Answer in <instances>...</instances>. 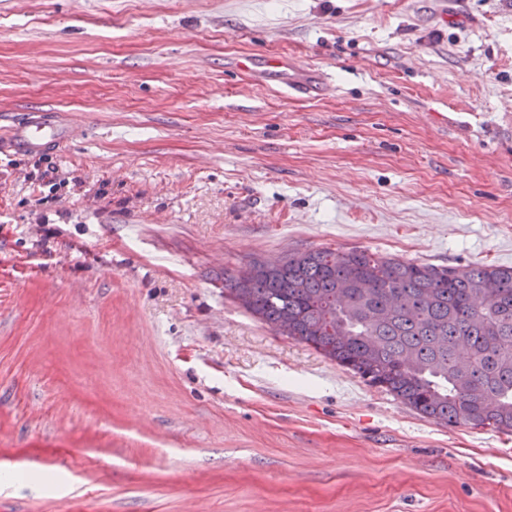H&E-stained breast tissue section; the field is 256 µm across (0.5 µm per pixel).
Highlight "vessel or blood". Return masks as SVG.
Listing matches in <instances>:
<instances>
[{
  "instance_id": "1",
  "label": "vessel or blood",
  "mask_w": 512,
  "mask_h": 512,
  "mask_svg": "<svg viewBox=\"0 0 512 512\" xmlns=\"http://www.w3.org/2000/svg\"><path fill=\"white\" fill-rule=\"evenodd\" d=\"M267 67L279 72L285 89L312 97L323 94L326 79L320 70L295 68L285 57L268 59ZM84 124L56 112H26L0 133V153H36L60 149L80 141L86 134Z\"/></svg>"
}]
</instances>
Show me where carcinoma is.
Instances as JSON below:
<instances>
[{
  "label": "carcinoma",
  "mask_w": 512,
  "mask_h": 512,
  "mask_svg": "<svg viewBox=\"0 0 512 512\" xmlns=\"http://www.w3.org/2000/svg\"><path fill=\"white\" fill-rule=\"evenodd\" d=\"M224 290L425 417L512 432V267L316 249L226 273Z\"/></svg>",
  "instance_id": "cac0c4a2"
}]
</instances>
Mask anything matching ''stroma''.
I'll return each instance as SVG.
<instances>
[{
	"mask_svg": "<svg viewBox=\"0 0 512 512\" xmlns=\"http://www.w3.org/2000/svg\"><path fill=\"white\" fill-rule=\"evenodd\" d=\"M30 108L89 130L0 154V512H512V435L224 290L320 248L512 267V0H0V127ZM267 67L280 73L282 86L288 91H296L308 96L317 97L323 94L327 87L323 73L314 68L297 69L288 57L269 58Z\"/></svg>",
	"mask_w": 512,
	"mask_h": 512,
	"instance_id": "obj_1",
	"label": "stroma"
}]
</instances>
